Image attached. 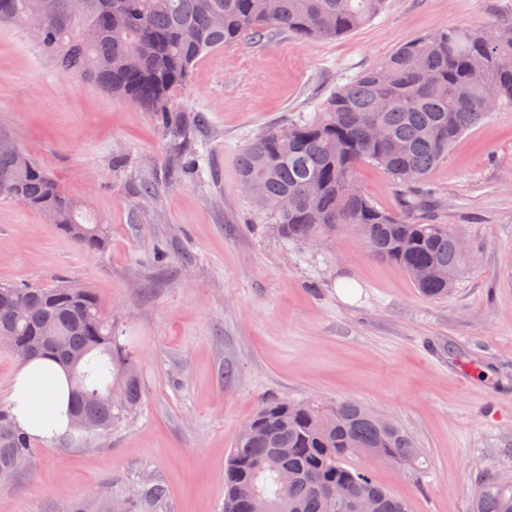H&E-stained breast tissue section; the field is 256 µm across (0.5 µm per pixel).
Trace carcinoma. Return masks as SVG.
<instances>
[{
    "instance_id": "cac0c4a2",
    "label": "carcinoma",
    "mask_w": 512,
    "mask_h": 512,
    "mask_svg": "<svg viewBox=\"0 0 512 512\" xmlns=\"http://www.w3.org/2000/svg\"><path fill=\"white\" fill-rule=\"evenodd\" d=\"M0 28L28 29L60 66L104 91L149 112L174 137L186 123L169 104L187 84L195 61L246 36L277 30L300 40H332L369 23L385 0H10ZM94 25L98 37L81 39ZM507 26H442L399 44L385 59L348 78L317 112L286 128L268 130L239 152L240 182L259 181L264 196L254 206L289 241L327 236L347 224L369 255L410 274L425 298L448 294L471 263L458 247L459 229L428 218L438 201L425 189L428 174L448 158L455 141L494 109H512V37ZM137 59L133 68L127 56ZM380 135H372L373 129ZM16 138L0 143V198L43 212L80 249L102 251L108 225L83 217L59 184L30 156L20 159ZM381 168L400 188L403 215L377 208L358 184V168ZM27 309L20 320L17 306ZM0 338L20 360L49 357L71 374L70 428L83 439L112 432L140 399L138 358L119 340L93 293L66 284L0 283ZM241 434L224 467V512H248L242 489L266 502L267 512H344L327 492L343 489L369 500L374 512H411L408 501L349 464L353 452L405 466L421 451L400 426L382 424L354 401L271 400ZM32 457V444L0 410V485ZM296 479L284 485L280 471ZM164 486L147 484L127 500L125 512H159ZM473 512H512V483L489 476L480 483Z\"/></svg>"
}]
</instances>
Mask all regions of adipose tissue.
<instances>
[{
    "label": "adipose tissue",
    "instance_id": "ef3b65f1",
    "mask_svg": "<svg viewBox=\"0 0 512 512\" xmlns=\"http://www.w3.org/2000/svg\"><path fill=\"white\" fill-rule=\"evenodd\" d=\"M70 379L49 360L20 363L13 378L10 406L17 426L32 439L52 441L69 431Z\"/></svg>",
    "mask_w": 512,
    "mask_h": 512
}]
</instances>
